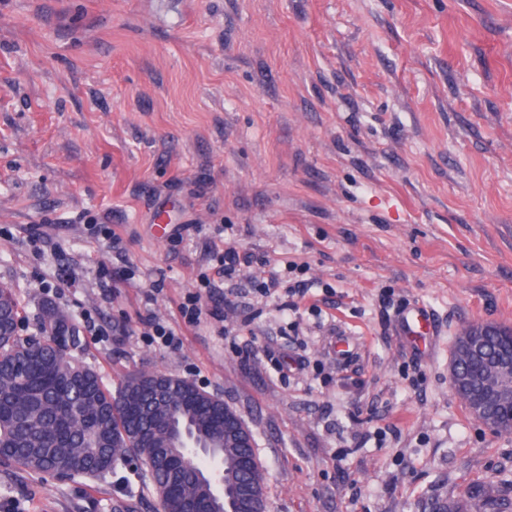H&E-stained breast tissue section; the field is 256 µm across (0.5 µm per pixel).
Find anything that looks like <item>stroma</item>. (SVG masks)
Returning <instances> with one entry per match:
<instances>
[{
	"instance_id": "obj_1",
	"label": "stroma",
	"mask_w": 512,
	"mask_h": 512,
	"mask_svg": "<svg viewBox=\"0 0 512 512\" xmlns=\"http://www.w3.org/2000/svg\"><path fill=\"white\" fill-rule=\"evenodd\" d=\"M212 244L253 263L209 287ZM274 277L310 288L284 311ZM1 282L23 335L45 304L85 323L105 380L235 409L268 512L511 483L448 367L467 324L512 325V0H0ZM414 304L432 349L399 333ZM141 471L0 462V512H160Z\"/></svg>"
}]
</instances>
